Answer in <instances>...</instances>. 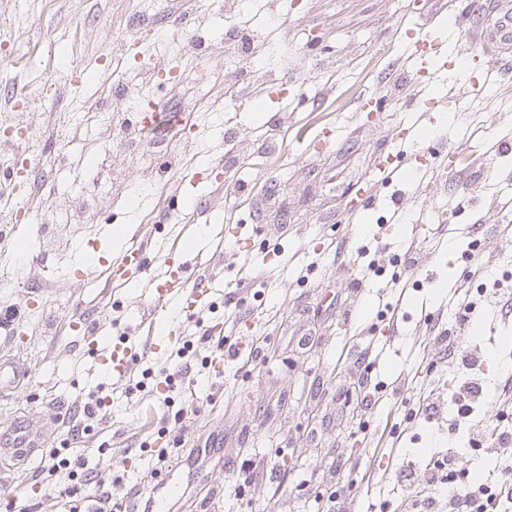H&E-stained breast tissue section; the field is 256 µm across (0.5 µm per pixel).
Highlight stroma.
I'll return each instance as SVG.
<instances>
[{"label": "stroma", "mask_w": 512, "mask_h": 512, "mask_svg": "<svg viewBox=\"0 0 512 512\" xmlns=\"http://www.w3.org/2000/svg\"><path fill=\"white\" fill-rule=\"evenodd\" d=\"M0 0V361L30 372L0 397V422H42L47 446L68 438L64 418L88 393L112 399L113 447L93 436L72 454L124 475L114 496L152 495L151 451L168 428L186 445L214 436L222 459L206 463L201 489L175 512H316L314 491L335 474L372 470L344 492L345 512H367L394 476L364 438L382 429L388 404L410 460L424 466L444 421L417 415L405 385L428 346L429 326L456 328L446 291L478 295L485 327L462 328L487 356L482 377L498 390L512 372V321L494 281L512 279V56L477 42L498 0ZM436 16L449 58L477 45L481 61L460 80L440 73L414 84L417 63L402 22ZM253 67L267 78H245ZM447 98L428 115L411 102ZM181 124L147 131L145 105ZM392 158V180L378 167ZM370 196L362 209L355 203ZM124 237L113 244V228ZM99 238L92 259L85 242ZM184 275L211 279L202 311L152 302L169 246ZM375 251L378 273L355 263ZM141 272L109 278L120 252ZM407 294L397 330L378 305L390 278ZM77 312L104 341L133 345L127 376L112 377L67 328ZM224 324L256 352L222 371L176 380L173 406L154 392L127 393L144 369L167 367L151 338L195 324ZM386 345L373 369L362 353ZM384 385L387 405L360 408L358 379ZM215 401H207L209 391ZM188 409L175 421L178 409ZM40 461L0 471L7 502L55 512L58 484ZM241 495L231 496L233 487Z\"/></svg>", "instance_id": "obj_1"}]
</instances>
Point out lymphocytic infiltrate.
I'll return each mask as SVG.
<instances>
[{"instance_id":"1","label":"lymphocytic infiltrate","mask_w":512,"mask_h":512,"mask_svg":"<svg viewBox=\"0 0 512 512\" xmlns=\"http://www.w3.org/2000/svg\"><path fill=\"white\" fill-rule=\"evenodd\" d=\"M436 358L455 360L468 377L451 395L458 417L472 416L484 399V386L477 379L484 359L482 353L464 346L451 329L435 330L431 338ZM235 344L227 337L214 336L199 328L187 336L170 355L174 372L166 373L165 384H173L175 375H190L209 369L212 357L223 352H235ZM486 453L495 455L498 465L484 474L481 481L449 484L452 472L462 469L463 458L455 448L439 452L437 459L416 471L412 461L398 459L393 470L395 488L402 492L394 512H512V377H507L496 401V412L479 437ZM51 461L48 476H64L67 485L60 491L64 512H84L86 503H93L95 512H149L148 503L128 505L114 498L111 468L90 466L86 457H64L61 449L48 452Z\"/></svg>"}]
</instances>
